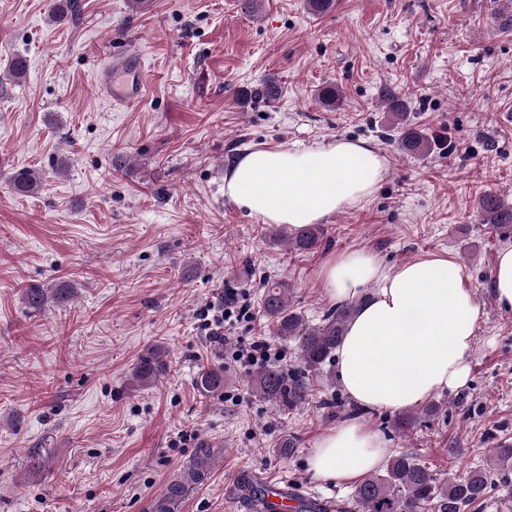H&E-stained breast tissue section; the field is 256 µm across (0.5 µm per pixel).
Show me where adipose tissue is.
<instances>
[{
    "instance_id": "obj_1",
    "label": "adipose tissue",
    "mask_w": 512,
    "mask_h": 512,
    "mask_svg": "<svg viewBox=\"0 0 512 512\" xmlns=\"http://www.w3.org/2000/svg\"><path fill=\"white\" fill-rule=\"evenodd\" d=\"M388 160L363 141L338 139L314 150L280 146L240 155L224 175V194L269 224L299 229L358 207L385 181ZM333 301L361 305L336 349L344 392L364 410L400 411L469 379L481 315L459 262L433 257L385 269L363 250L329 257L319 272ZM369 299L361 293L370 284ZM386 440L356 417L326 431L309 467L325 480L354 481L386 460Z\"/></svg>"
}]
</instances>
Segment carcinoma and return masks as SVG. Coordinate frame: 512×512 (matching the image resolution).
Wrapping results in <instances>:
<instances>
[{
    "label": "carcinoma",
    "mask_w": 512,
    "mask_h": 512,
    "mask_svg": "<svg viewBox=\"0 0 512 512\" xmlns=\"http://www.w3.org/2000/svg\"><path fill=\"white\" fill-rule=\"evenodd\" d=\"M407 106L399 100L391 102V116L400 126L398 145L409 155L424 156L431 149L427 135L407 124ZM13 190L21 195L32 194L37 178L30 170H18L12 176ZM481 223L492 227H512V202L489 194L479 202ZM277 233L286 237L292 249L304 253L320 247L323 230L311 224L297 232L280 228ZM22 300L33 310H39L48 301L45 289L31 286L23 289ZM263 313L277 336L297 343L300 365L285 369L278 365H264L252 376V387L257 397L278 405L284 410H295L308 403L310 377L335 357L336 348L343 339L348 324L354 318L359 303L347 302L330 307L317 324H311L298 312L291 301V288L284 281L265 283L262 299ZM164 354L158 347L151 348L133 368L132 379L139 386H148L165 370ZM196 386L203 393L224 389V371L205 369L197 375ZM436 403L426 405L418 413L408 414L400 423L406 431L418 418L439 412ZM512 467V448H501L485 467L462 468L440 480L416 456L399 452L389 459L383 472L372 474L358 483L352 494L356 512H465L478 508L496 488L495 477Z\"/></svg>",
    "instance_id": "cac0c4a2"
}]
</instances>
